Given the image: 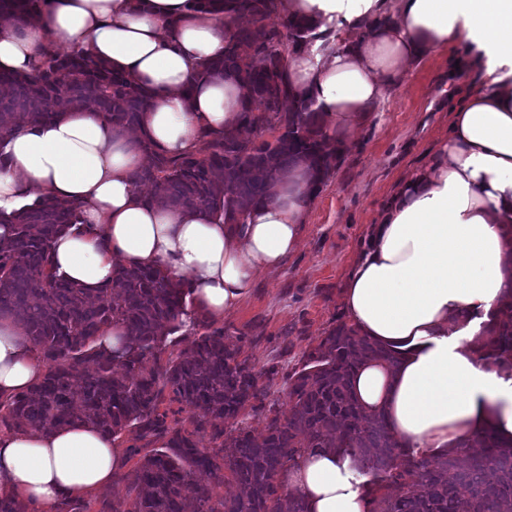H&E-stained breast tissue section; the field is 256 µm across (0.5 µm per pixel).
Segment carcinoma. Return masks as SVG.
Wrapping results in <instances>:
<instances>
[{
    "instance_id": "obj_1",
    "label": "carcinoma",
    "mask_w": 512,
    "mask_h": 512,
    "mask_svg": "<svg viewBox=\"0 0 512 512\" xmlns=\"http://www.w3.org/2000/svg\"><path fill=\"white\" fill-rule=\"evenodd\" d=\"M192 5L242 17L224 56L197 63L191 81L224 77L246 93L239 128L201 131L202 146L178 158L152 153L132 174L134 183H156L149 197L167 209L188 208L224 224H242L289 169L313 172L316 196L342 159L323 132L311 99L291 94L283 79L287 56L312 40L311 29L279 10L277 0H190ZM45 0H0V16L18 22ZM248 46L251 52L242 51ZM35 79L0 72V130L15 122L54 119L68 103L102 112L115 127L137 125L146 95L129 77L78 49L51 48L39 57ZM79 203L36 200L0 225V318L20 326L42 362L31 388L0 399V431L50 432L73 424L97 428L120 448L126 432L147 448L120 476L128 494L107 512H306L287 493L280 473L310 448H350L370 476V512H459L464 480L473 495L467 512H512V442L488 434L482 452L459 458L454 449L433 461L413 459L387 430L384 414L368 413L354 393L362 364L394 368L397 354L351 324L340 322L304 351L288 375V418L266 408L260 374L224 340V327L196 316L186 280L173 281L160 267L119 265L113 284L91 298L58 274L50 262L54 237L77 225ZM119 325L128 343L118 351L102 338ZM193 336L186 348L168 339ZM487 334L483 360L512 368V294L500 302ZM179 404L171 409V404ZM268 410L265 433L256 436L246 417ZM207 436L212 448L200 447ZM207 475L205 484L193 475ZM245 489L227 498L224 483ZM54 512H90L81 497H68Z\"/></svg>"
}]
</instances>
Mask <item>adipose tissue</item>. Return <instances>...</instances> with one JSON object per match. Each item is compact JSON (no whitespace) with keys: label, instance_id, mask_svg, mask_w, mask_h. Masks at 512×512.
I'll return each instance as SVG.
<instances>
[{"label":"adipose tissue","instance_id":"ef3b65f1","mask_svg":"<svg viewBox=\"0 0 512 512\" xmlns=\"http://www.w3.org/2000/svg\"><path fill=\"white\" fill-rule=\"evenodd\" d=\"M289 17L330 40L289 53L285 76L313 99L336 144L365 122L407 66L467 48L481 85L454 111L432 162L406 177L352 270L348 319L398 352L396 368L366 362L354 380L365 411L383 412L415 458L468 454L486 434L512 439V371L488 365L483 329L512 280V0H282ZM221 15L188 0H48L24 26L0 19V71L33 72L46 48L83 50L134 79L148 97L136 133L113 129L78 103L0 136V210L48 199L78 202V228L51 249L55 269L94 295L120 264L160 266L188 279L193 307L214 320L249 296L254 277L281 268L301 243L309 172L293 171L241 224H219L149 203L131 174L147 148L179 157L200 128L237 129L246 104L237 83L191 82L194 65L222 57ZM42 366L20 328L0 321V398L35 383ZM125 455L100 430L0 434V490L50 512L67 496L105 486ZM289 492L307 512H370L367 477L352 452L317 451L291 464Z\"/></svg>","mask_w":512,"mask_h":512}]
</instances>
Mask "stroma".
Returning a JSON list of instances; mask_svg holds the SVG:
<instances>
[{
	"label": "stroma",
	"mask_w": 512,
	"mask_h": 512,
	"mask_svg": "<svg viewBox=\"0 0 512 512\" xmlns=\"http://www.w3.org/2000/svg\"><path fill=\"white\" fill-rule=\"evenodd\" d=\"M482 70L451 72L446 54L410 64L365 124L352 131L335 172L309 206L299 248L283 266L257 275L249 297L225 314V339L259 371L280 413L288 376L303 352L347 318L342 291L375 224L409 174L445 141L454 107L481 83Z\"/></svg>",
	"instance_id": "stroma-1"
}]
</instances>
